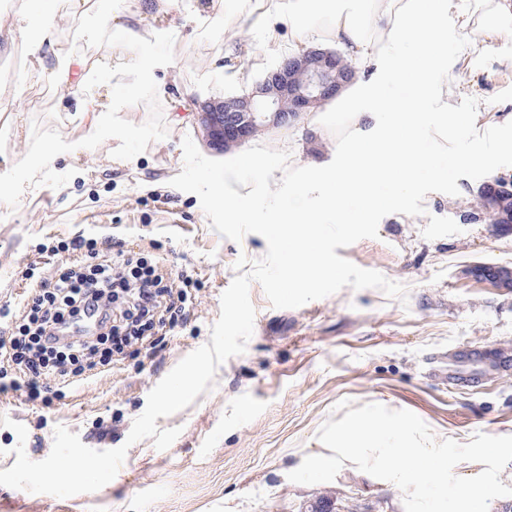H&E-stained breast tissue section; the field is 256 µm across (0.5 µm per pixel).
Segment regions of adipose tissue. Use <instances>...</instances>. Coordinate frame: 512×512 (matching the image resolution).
<instances>
[{
  "instance_id": "adipose-tissue-1",
  "label": "adipose tissue",
  "mask_w": 512,
  "mask_h": 512,
  "mask_svg": "<svg viewBox=\"0 0 512 512\" xmlns=\"http://www.w3.org/2000/svg\"><path fill=\"white\" fill-rule=\"evenodd\" d=\"M490 16L487 38H495V18L512 16V0H363L353 11L348 0H289L287 9L270 10L257 20L265 40L274 44L290 36L289 50L300 55L334 46L353 66L352 77L340 94L293 133L294 150L302 152L305 132L319 141L335 140L336 165L331 170L311 167L307 177L289 186L291 205L275 215L277 230L297 239L313 234L324 212L350 198L373 205L372 184L393 174L409 176L424 161L412 148L413 129L421 120V106L433 99L448 100V69L438 47L440 21L454 16L468 30L476 13ZM388 83L408 86L405 97L386 99ZM384 122H377V113ZM314 197L313 208H297V199ZM332 268L325 253L290 251L285 277L291 287L312 288Z\"/></svg>"
}]
</instances>
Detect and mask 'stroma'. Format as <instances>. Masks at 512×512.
I'll return each mask as SVG.
<instances>
[{
	"mask_svg": "<svg viewBox=\"0 0 512 512\" xmlns=\"http://www.w3.org/2000/svg\"><path fill=\"white\" fill-rule=\"evenodd\" d=\"M256 0H152L142 37L175 35V60L154 68L165 139L129 161L113 158L119 142L97 148L78 142L84 117L75 97L58 94L53 72L75 45V22H60L47 48L48 69L33 71L28 19L37 0H0V173L27 152L33 123L76 143L57 172H71L58 189L27 187L17 208L0 203V307L17 303L34 280L59 268L51 250L77 235L117 232L124 250L159 259L189 276L196 300L187 318L152 359L129 348L111 370L63 389L50 401L14 393L0 398V415L22 423L25 451L46 458L54 430L65 426L96 450L127 445L150 390L187 354L209 343L220 297L236 275L239 256L261 259L265 239L241 241L211 227L195 194L170 186L183 168V137L205 157L220 160L198 111L260 82L285 51L264 45L246 19ZM484 18L460 31L444 19L448 102L478 100L488 125L512 121V20H499L495 41ZM196 109L183 111L181 93ZM459 195L434 192L422 216L390 214L378 236L337 248L338 256L382 273L407 288L406 300L378 289L353 290L299 308H273L251 283L254 332L243 354L216 370L211 389L158 428H180L171 447L152 439L128 445L116 482L69 498L0 486V512H305L317 498L336 499L342 512H404L394 484L340 470L333 481L296 484L287 475L322 452L317 437L327 420L367 403L418 415L436 439L470 442L478 432L512 435V289L468 275L469 267H512V234H502L480 205L482 180L459 178ZM112 428L98 440L99 425Z\"/></svg>",
	"mask_w": 512,
	"mask_h": 512,
	"instance_id": "obj_1",
	"label": "stroma"
}]
</instances>
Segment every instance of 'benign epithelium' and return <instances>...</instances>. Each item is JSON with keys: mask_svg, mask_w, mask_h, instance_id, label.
<instances>
[{"mask_svg": "<svg viewBox=\"0 0 512 512\" xmlns=\"http://www.w3.org/2000/svg\"><path fill=\"white\" fill-rule=\"evenodd\" d=\"M351 75L339 54L311 50L282 60L249 93L207 106L202 120L214 143L241 144L269 122L293 125L303 113L334 98ZM469 273L497 288L512 285V267L475 265Z\"/></svg>", "mask_w": 512, "mask_h": 512, "instance_id": "7a95c632", "label": "benign epithelium"}]
</instances>
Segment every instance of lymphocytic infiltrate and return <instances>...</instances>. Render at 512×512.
Segmentation results:
<instances>
[{
    "mask_svg": "<svg viewBox=\"0 0 512 512\" xmlns=\"http://www.w3.org/2000/svg\"><path fill=\"white\" fill-rule=\"evenodd\" d=\"M60 250L68 260L59 274L37 282L20 301L19 318L0 327V360L21 369L14 376L0 370L1 394L23 389L49 398L56 385L80 381L156 330L176 326L189 306L187 287H174L157 261L114 250L111 237L79 236ZM83 250L95 264L71 266L70 257Z\"/></svg>",
    "mask_w": 512,
    "mask_h": 512,
    "instance_id": "obj_1",
    "label": "lymphocytic infiltrate"
}]
</instances>
